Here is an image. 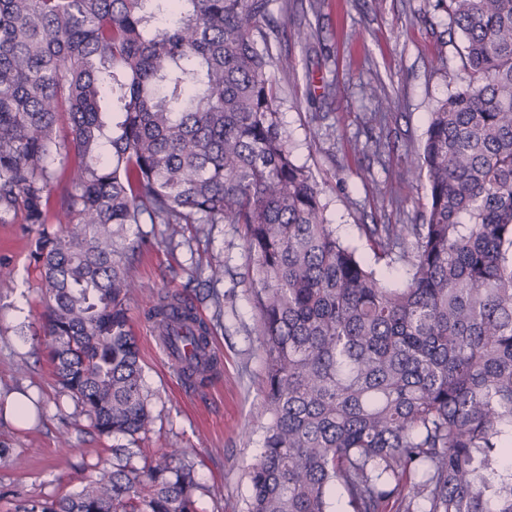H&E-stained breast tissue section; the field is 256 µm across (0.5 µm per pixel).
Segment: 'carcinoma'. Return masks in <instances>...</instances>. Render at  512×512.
I'll use <instances>...</instances> for the list:
<instances>
[{
	"label": "carcinoma",
	"instance_id": "obj_1",
	"mask_svg": "<svg viewBox=\"0 0 512 512\" xmlns=\"http://www.w3.org/2000/svg\"><path fill=\"white\" fill-rule=\"evenodd\" d=\"M274 0H0V223L37 234L59 384L116 463L15 512H197L188 448L147 459L127 301L135 224H240L270 424L247 512H512V0H437L465 46L431 113L423 224L363 228L392 288L336 234L292 158L263 29ZM78 162L62 179L52 164ZM62 229L49 231L48 225ZM149 316L204 387L211 328L175 294ZM144 465H138V461Z\"/></svg>",
	"mask_w": 512,
	"mask_h": 512
}]
</instances>
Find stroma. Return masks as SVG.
I'll use <instances>...</instances> for the list:
<instances>
[{
	"label": "stroma",
	"instance_id": "1",
	"mask_svg": "<svg viewBox=\"0 0 512 512\" xmlns=\"http://www.w3.org/2000/svg\"><path fill=\"white\" fill-rule=\"evenodd\" d=\"M274 0L275 50L293 67L276 73L282 128L295 159L312 172L326 217L337 235L373 259L365 224H418L427 209L425 181L401 182L399 170L422 149L428 118L453 90L461 48L448 32L436 0ZM312 27L309 41L294 30ZM335 92L324 94L325 84ZM383 86L389 115L379 119L367 86ZM143 241L131 255V275L156 292L175 293L212 327L220 372L208 386L183 384L160 348L147 312L150 301L129 299L130 324L141 353L144 390L153 421L141 445L194 452L200 512H246L248 471L269 424L263 394L265 353L259 334L250 256L236 224L195 225L170 234L163 224H139ZM35 235L21 221L0 223V264L13 278L0 286V403L26 394L37 416L19 424L0 413V512L17 499L53 500L111 467L124 437H103L61 388L42 336V274L32 250ZM223 266L215 281L211 269ZM224 295L216 319L209 290ZM68 433L69 447L59 442Z\"/></svg>",
	"mask_w": 512,
	"mask_h": 512
}]
</instances>
